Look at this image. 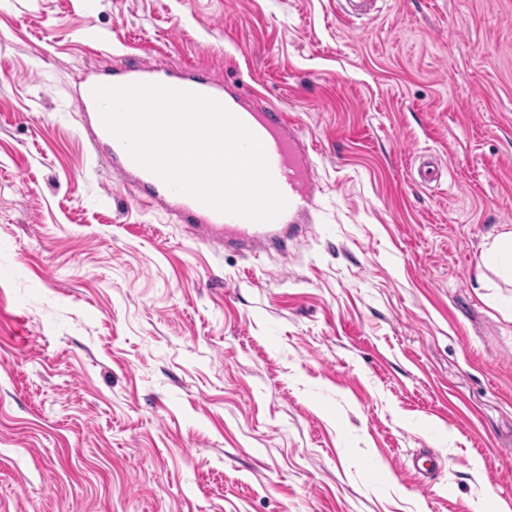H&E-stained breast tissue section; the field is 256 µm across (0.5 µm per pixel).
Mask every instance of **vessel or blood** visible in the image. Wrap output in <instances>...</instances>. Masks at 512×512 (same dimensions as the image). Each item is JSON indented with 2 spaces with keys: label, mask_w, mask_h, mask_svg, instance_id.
<instances>
[{
  "label": "vessel or blood",
  "mask_w": 512,
  "mask_h": 512,
  "mask_svg": "<svg viewBox=\"0 0 512 512\" xmlns=\"http://www.w3.org/2000/svg\"><path fill=\"white\" fill-rule=\"evenodd\" d=\"M135 84L161 85L222 104L262 145L270 178L285 199V208L270 220L223 212L190 194L173 190L157 173L138 163L105 126L95 98L98 88ZM74 106L85 118L84 129L91 147L107 154L113 170L118 175L133 177L150 199L170 208L182 223L199 228L208 242L221 247L231 243H271L276 241L279 227L308 211L313 193L310 181L313 162L302 146L293 118L272 106L246 107L225 100L223 84L215 75H187L174 66L163 71L129 66L104 80L86 76Z\"/></svg>",
  "instance_id": "obj_1"
}]
</instances>
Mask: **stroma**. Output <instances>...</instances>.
Listing matches in <instances>:
<instances>
[{
	"label": "stroma",
	"mask_w": 512,
	"mask_h": 512,
	"mask_svg": "<svg viewBox=\"0 0 512 512\" xmlns=\"http://www.w3.org/2000/svg\"><path fill=\"white\" fill-rule=\"evenodd\" d=\"M376 8L0 0V512L512 506V284L477 282L512 227V0ZM165 64L295 119L282 248L203 241L90 147L84 77Z\"/></svg>",
	"instance_id": "1"
}]
</instances>
